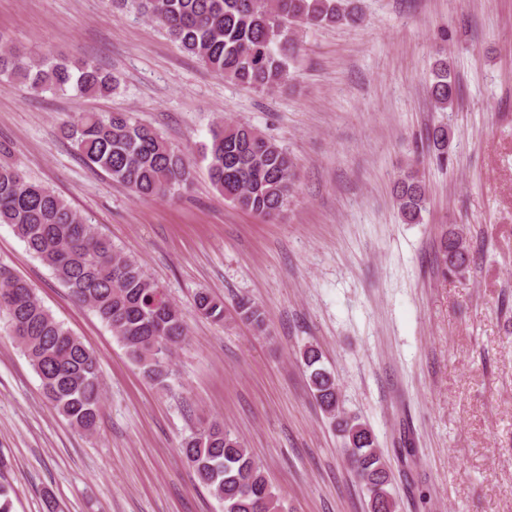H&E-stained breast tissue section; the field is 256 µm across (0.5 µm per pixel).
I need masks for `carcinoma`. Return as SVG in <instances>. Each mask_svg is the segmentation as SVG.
Instances as JSON below:
<instances>
[{
    "instance_id": "obj_1",
    "label": "carcinoma",
    "mask_w": 512,
    "mask_h": 512,
    "mask_svg": "<svg viewBox=\"0 0 512 512\" xmlns=\"http://www.w3.org/2000/svg\"><path fill=\"white\" fill-rule=\"evenodd\" d=\"M141 13L162 26L183 51L212 73L243 87L272 91L288 84L297 52L296 33L322 26L356 24L359 0H136ZM0 75L35 91L107 96L116 79L87 60L48 52L0 48ZM429 94L436 108L451 110L458 95L448 58L435 62ZM88 164L105 171L138 199L166 198L192 183L185 153L129 112H77L60 125ZM435 157L448 161V127L429 133ZM215 190L234 207L263 220L277 218L296 191L295 162L281 146L245 123L220 121L201 148ZM403 220L416 223L426 210V186L409 168L395 183ZM0 224L12 227L27 250L47 267L75 302L87 306L111 329L144 379L165 387L171 356L187 339L180 308L143 267L112 246L52 188L30 180L19 165L0 160ZM438 262L444 272L464 274L470 266L462 235H442ZM0 315L40 379L44 397L77 431L93 435L102 413L103 388L96 355L57 321L26 280L0 265ZM203 317L222 322L224 300L210 292L193 299ZM242 319L266 331L265 313L248 298L237 302ZM309 390L341 438L346 462L366 492L369 512H396L389 472L372 429L347 413L333 372L321 364L319 348L301 352ZM180 452L198 482L223 512H279L280 504L259 464L240 440L213 421L191 432Z\"/></svg>"
}]
</instances>
